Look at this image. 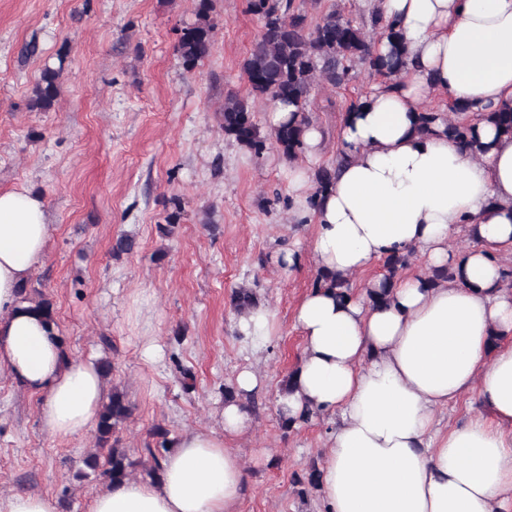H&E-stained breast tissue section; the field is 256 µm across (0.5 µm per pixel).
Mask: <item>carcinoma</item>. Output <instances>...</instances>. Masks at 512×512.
Here are the masks:
<instances>
[{"mask_svg":"<svg viewBox=\"0 0 512 512\" xmlns=\"http://www.w3.org/2000/svg\"><path fill=\"white\" fill-rule=\"evenodd\" d=\"M216 0H196L194 21L180 30L178 53L188 68L195 67L211 51L215 24L213 14ZM249 10L262 22L259 39L252 45L244 60L243 69L248 81L245 96L229 94L220 110L224 135L248 151L260 155L267 140L286 157L293 159L304 150V138L309 127L316 125L309 105L310 91L315 86L335 87L351 75L360 65H367L378 74L394 73L403 60V35L395 22L385 20L375 10L360 17L350 18L332 9L320 21L309 27L306 14L294 9L293 0H249ZM386 38L390 45L387 57H375L367 40L366 29ZM60 70L46 67L33 89L32 108L49 111L59 93ZM266 97L273 103L296 107L294 119L264 136L253 122L250 98ZM489 120L499 133L512 135V108L489 114ZM448 138L466 145L473 153H483L486 145L472 133L470 124L448 121ZM337 166L322 167L314 175L315 193L323 192L336 176ZM413 252L390 255L382 259L381 286L369 292L374 302L386 299L390 288L398 282L399 273L410 265ZM336 289L340 298L352 295L351 280L341 275L330 276L317 272L314 285ZM22 288V299L33 311L48 321L57 323L52 303L44 298H31ZM253 293L242 290L233 299L238 314L256 305ZM131 414L126 396L118 386H112L108 400L98 413L97 447L106 451L104 475L110 484L121 483L131 477L140 462L127 454L120 436V425Z\"/></svg>","mask_w":512,"mask_h":512,"instance_id":"carcinoma-1","label":"carcinoma"}]
</instances>
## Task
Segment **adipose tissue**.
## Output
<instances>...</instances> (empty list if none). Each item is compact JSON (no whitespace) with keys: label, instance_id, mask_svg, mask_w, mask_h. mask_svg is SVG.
<instances>
[{"label":"adipose tissue","instance_id":"ef3b65f1","mask_svg":"<svg viewBox=\"0 0 512 512\" xmlns=\"http://www.w3.org/2000/svg\"><path fill=\"white\" fill-rule=\"evenodd\" d=\"M404 37V64L344 113L335 182L308 207L296 175L299 219H312L321 270L355 276L391 253L414 251L456 280H400L386 302L311 289L294 320L303 354L283 416L336 420L323 469L322 512H512V136L490 112L512 107V0H372ZM441 121L469 116L484 154L442 131L423 132L428 96ZM480 240L455 245L458 225ZM49 238L44 198L0 192V378L42 400L43 429L85 434L106 396L96 360L70 357L58 329L22 303L19 288ZM237 332L262 351L274 315L259 305ZM264 384L252 366L217 424L178 435L157 478L107 485L89 512H236L245 469L226 439L248 422L243 400ZM465 395L480 408L441 431L436 415Z\"/></svg>","mask_w":512,"mask_h":512}]
</instances>
